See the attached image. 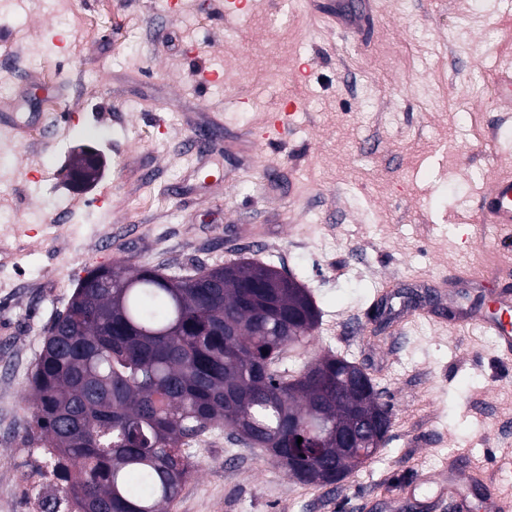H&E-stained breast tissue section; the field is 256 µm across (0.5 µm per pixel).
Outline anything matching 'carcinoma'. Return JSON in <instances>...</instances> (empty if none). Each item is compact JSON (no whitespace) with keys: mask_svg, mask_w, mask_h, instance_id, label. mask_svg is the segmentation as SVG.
Segmentation results:
<instances>
[{"mask_svg":"<svg viewBox=\"0 0 512 512\" xmlns=\"http://www.w3.org/2000/svg\"><path fill=\"white\" fill-rule=\"evenodd\" d=\"M319 318L307 289L267 263L187 276L129 259L89 270L48 328L25 397L21 444L43 450V512H167L195 471L191 447L219 427L276 450L303 484L304 469L356 471L312 441L311 417L348 427L346 407L373 414L374 383L356 393L345 376L362 368L335 354L279 369ZM289 445L302 453L291 467Z\"/></svg>","mask_w":512,"mask_h":512,"instance_id":"carcinoma-1","label":"carcinoma"}]
</instances>
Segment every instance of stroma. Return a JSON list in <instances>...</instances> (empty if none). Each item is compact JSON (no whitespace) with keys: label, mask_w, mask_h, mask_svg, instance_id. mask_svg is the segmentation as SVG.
Segmentation results:
<instances>
[{"label":"stroma","mask_w":512,"mask_h":512,"mask_svg":"<svg viewBox=\"0 0 512 512\" xmlns=\"http://www.w3.org/2000/svg\"><path fill=\"white\" fill-rule=\"evenodd\" d=\"M54 0L0 9V512H37L24 403L46 331L89 269L122 257L184 274L242 258L308 288L302 364H360L392 411L385 447L340 483L287 478L226 430L194 447L171 512H429L449 461L512 499V365L477 325L512 291V244L476 221L512 168V57L494 0ZM296 109L277 140L262 129ZM213 146L190 154L188 138ZM106 160L90 187L72 150ZM415 485L413 496L399 490ZM492 98L497 104L512 105V59L497 58Z\"/></svg>","instance_id":"35a3bbf8"}]
</instances>
